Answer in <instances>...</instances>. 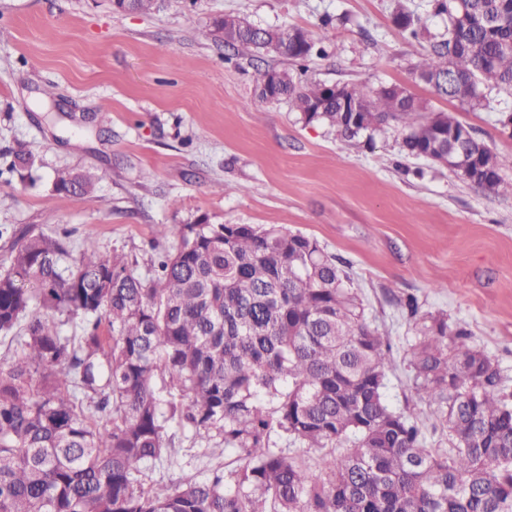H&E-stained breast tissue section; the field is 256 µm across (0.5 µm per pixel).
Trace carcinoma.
Segmentation results:
<instances>
[{"mask_svg":"<svg viewBox=\"0 0 512 512\" xmlns=\"http://www.w3.org/2000/svg\"><path fill=\"white\" fill-rule=\"evenodd\" d=\"M445 36L425 37L396 4L415 65L440 99L471 108L483 90L512 92V0H433ZM466 13V23L456 15ZM234 54L322 53L301 27L214 23ZM342 92L288 71L259 72V98L286 101L346 141L382 127L411 157L450 145L457 172L489 189L512 164L445 112L397 85ZM94 178L58 174L54 191L86 195ZM176 238L140 268L79 250L67 235L13 233L0 263V343L20 355L0 369V512H512V392L498 363L450 328L417 323L409 388L448 429L451 451L425 446L421 427L386 396L388 336L369 325L343 261L275 224L163 227ZM204 455L236 453L224 470L179 466L175 437ZM327 448L320 471L302 454Z\"/></svg>","mask_w":512,"mask_h":512,"instance_id":"carcinoma-1","label":"carcinoma"}]
</instances>
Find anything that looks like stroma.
Returning a JSON list of instances; mask_svg holds the SVG:
<instances>
[{"mask_svg":"<svg viewBox=\"0 0 512 512\" xmlns=\"http://www.w3.org/2000/svg\"><path fill=\"white\" fill-rule=\"evenodd\" d=\"M392 5L167 0L118 13L111 0H0V259L22 227L68 233L75 246L89 238L144 265L152 241L176 244L158 238L161 224L281 225L350 265L368 322L390 339L392 406L409 394L410 296L419 315L443 312L465 328L512 385V165L490 190L407 156L394 126L345 143L287 103L259 100V70L294 73L296 63L229 56L212 32L227 14L308 29L325 54L305 81L404 86L512 154L501 94L474 109L437 98L412 72L421 48L393 24ZM19 149L33 155L31 172L8 171ZM68 170L95 174L94 191L56 193Z\"/></svg>","mask_w":512,"mask_h":512,"instance_id":"1","label":"stroma"}]
</instances>
